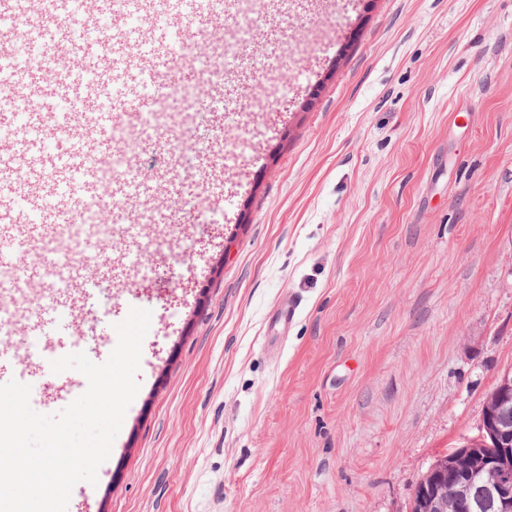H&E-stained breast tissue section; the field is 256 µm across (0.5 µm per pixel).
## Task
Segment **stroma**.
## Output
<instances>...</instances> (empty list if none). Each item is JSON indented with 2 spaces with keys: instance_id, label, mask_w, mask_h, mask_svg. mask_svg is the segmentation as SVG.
<instances>
[{
  "instance_id": "35a3bbf8",
  "label": "stroma",
  "mask_w": 512,
  "mask_h": 512,
  "mask_svg": "<svg viewBox=\"0 0 512 512\" xmlns=\"http://www.w3.org/2000/svg\"><path fill=\"white\" fill-rule=\"evenodd\" d=\"M247 41L191 135L121 145L171 177L146 240L95 256L85 353L132 304L150 327L67 512H409L512 368V0H293ZM21 371L41 414L84 379Z\"/></svg>"
}]
</instances>
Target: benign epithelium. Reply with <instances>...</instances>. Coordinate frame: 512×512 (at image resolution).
Instances as JSON below:
<instances>
[{"mask_svg":"<svg viewBox=\"0 0 512 512\" xmlns=\"http://www.w3.org/2000/svg\"><path fill=\"white\" fill-rule=\"evenodd\" d=\"M477 435L448 452V482L434 486L429 509L436 512H512V465L493 452L512 439V369L503 371L485 403ZM485 451L481 466L471 469L464 461Z\"/></svg>","mask_w":512,"mask_h":512,"instance_id":"1","label":"benign epithelium"}]
</instances>
